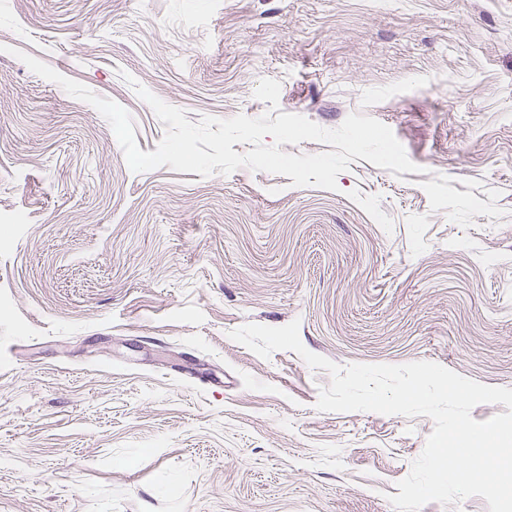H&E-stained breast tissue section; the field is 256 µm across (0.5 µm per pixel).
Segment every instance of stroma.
I'll list each match as a JSON object with an SVG mask.
<instances>
[{
	"instance_id": "stroma-1",
	"label": "stroma",
	"mask_w": 512,
	"mask_h": 512,
	"mask_svg": "<svg viewBox=\"0 0 512 512\" xmlns=\"http://www.w3.org/2000/svg\"><path fill=\"white\" fill-rule=\"evenodd\" d=\"M44 61L165 129L281 111L390 127L415 173L337 190L132 171ZM299 321L341 366L512 388V0H0V512H396L425 416L321 412L324 370L233 341Z\"/></svg>"
}]
</instances>
